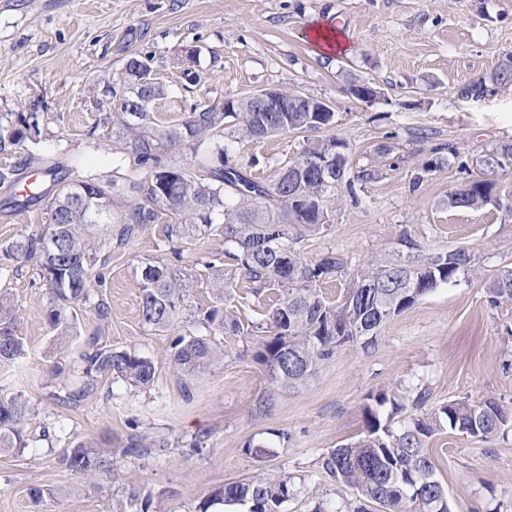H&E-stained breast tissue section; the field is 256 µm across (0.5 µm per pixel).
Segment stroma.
<instances>
[{
  "label": "stroma",
  "instance_id": "stroma-1",
  "mask_svg": "<svg viewBox=\"0 0 512 512\" xmlns=\"http://www.w3.org/2000/svg\"><path fill=\"white\" fill-rule=\"evenodd\" d=\"M316 23L341 31L347 50L319 53L310 31ZM511 54L512 0H0V124L23 133L20 144L0 148V169L27 160L18 192L50 165L124 185L138 179L124 139L103 122L107 87L133 57L163 88L155 112L170 125L201 101L286 88L325 101L352 171L374 173L356 182L357 201H344L332 224L297 246L307 264L339 259L321 284L329 304L350 279L383 262L464 249L490 273L512 265V165L495 163L501 145L512 144V88L477 101L460 90ZM353 77L376 87L380 99L366 104L348 94ZM304 139L292 132L237 143L234 156L249 177L267 182ZM437 160L442 168L430 170ZM481 179L496 184L491 203L449 208L451 192ZM172 222L164 215L125 245H109L102 294L111 318L104 324L79 313L63 353L54 351L44 315L46 281L26 266L0 279L24 342L16 365L0 371V391L26 397L28 431L49 434L39 447L0 454V512H112L132 479L151 493L153 512L203 505L246 512L211 496L260 471L292 478L297 493L281 512H313L353 499L352 490H337L322 461L364 432L378 393L404 397L402 411L376 407L382 425L393 428L464 398H492L512 412V303L494 302L472 277L421 297L368 346L340 348L303 384L276 392L266 412L255 407L270 387L258 358L261 333L224 332L223 365L183 386L167 365L172 333L141 324L137 268L182 250L195 284L177 328L200 334L214 303L207 264L223 261L225 245L220 236H168ZM45 229L41 209L19 214L0 205V265H17L5 250L19 234ZM93 334L151 358L152 388L101 376L87 400L62 403L80 382L79 356ZM282 432L287 440H279ZM133 437L146 454H125ZM80 440L111 445V479L96 485L58 464L69 442ZM258 442L271 449L261 461L246 451ZM427 449L453 512H512V422L489 439L447 428ZM35 488L41 498L32 497Z\"/></svg>",
  "mask_w": 512,
  "mask_h": 512
}]
</instances>
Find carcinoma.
Returning a JSON list of instances; mask_svg holds the SVG:
<instances>
[{
  "mask_svg": "<svg viewBox=\"0 0 512 512\" xmlns=\"http://www.w3.org/2000/svg\"><path fill=\"white\" fill-rule=\"evenodd\" d=\"M509 64H500L488 78L473 82L460 94L481 98L488 87H512V55ZM145 62L130 59L119 87L111 89L110 112L105 118L112 129L126 139L127 159L137 169L152 168L132 183L134 196L124 195L118 180L102 182L94 177L67 179L53 166L45 171L50 184L14 194L3 205L21 213L41 205L47 231L22 234L6 249V254L36 263L39 275L49 284L51 297L45 318L58 331L55 346L62 347L71 336L77 311L85 308L105 321L110 305L101 288L105 277L93 273L105 263L96 234L105 226H117V241L134 238L160 215L174 216L178 236L203 239L224 237L228 262L212 269L211 287L216 305L203 314L201 324L209 336L177 334L171 342L169 368L189 382L224 363V346L214 336L226 330L254 334L271 333L263 343L260 357L268 367L271 386L287 389L305 381L322 361L332 358L339 347L359 341L360 332L378 329L391 317L411 307L419 298L461 276L478 275L484 287L499 301L512 302V267L491 274L479 273L469 252L455 250L437 254L414 264H380L350 281L341 302L326 303L320 282L340 265L333 255L308 265L296 255V245L304 237L320 232L331 223L336 205L347 189L358 202L350 168L347 143L335 136L306 139L298 156L277 168L266 183L249 178L239 164L231 162L232 144L245 139H261L288 132H315L332 126L334 113L306 112L296 105L298 95L284 90L286 112H256L250 95L236 97V111H224V103L201 102L187 120L175 125L157 123L153 105L163 89L142 84ZM222 137L226 142L198 159V173L178 165L159 163L165 148L183 143L192 149L206 139ZM336 164L318 165L333 158ZM89 189L91 202L85 208L71 201L69 192ZM494 184L480 181L448 195V207L478 209L492 201ZM56 237L57 246L49 239ZM244 279L258 296L277 289L281 297L262 323L244 328L241 320L224 308L232 299L238 281ZM419 283L408 292L401 280ZM141 320L153 331L174 328L184 301L194 285L193 277L162 259L139 267ZM23 340L16 333L14 308L0 297V370L21 358ZM85 382L68 393L64 401L85 400L100 375H109L135 387L153 386L157 368L152 359L138 351L110 348L100 338L86 339L81 353ZM366 430L357 440L343 444L325 457L324 472L336 484L356 492V498L338 512H451L448 492L435 478L426 440L449 427L471 437L486 439L507 423L508 413L494 400L480 404L454 400L422 418L403 423L393 430L383 426L377 413L366 408ZM29 402L21 395L0 392V453L35 448L38 439L27 435ZM60 465L81 474L94 484L112 475V449L73 443L58 457ZM129 498L140 503V512H149L151 493L142 484L128 485ZM296 494L288 476L270 478L262 474L229 483L215 493L214 500L230 505H246L248 512H280Z\"/></svg>",
  "mask_w": 512,
  "mask_h": 512,
  "instance_id": "carcinoma-1",
  "label": "carcinoma"
}]
</instances>
